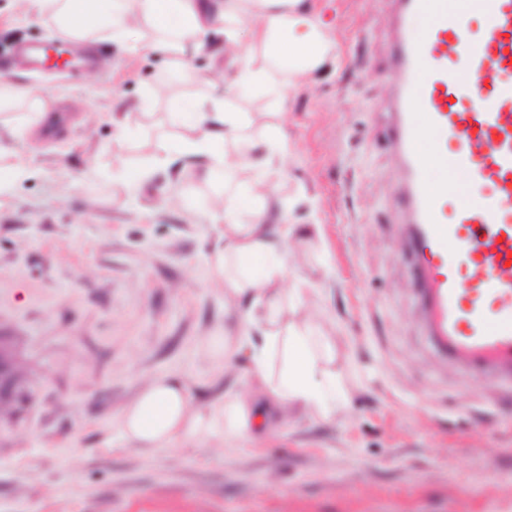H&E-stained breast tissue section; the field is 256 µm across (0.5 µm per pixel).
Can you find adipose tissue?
<instances>
[{"label":"adipose tissue","instance_id":"adipose-tissue-1","mask_svg":"<svg viewBox=\"0 0 512 512\" xmlns=\"http://www.w3.org/2000/svg\"><path fill=\"white\" fill-rule=\"evenodd\" d=\"M38 13L53 16L75 40L90 33L120 43L127 52L148 51L167 58L169 68L186 82L198 74L189 65L186 49L229 56L235 68L227 94L246 91L278 104L305 87L334 50L333 35L322 19L316 0H31ZM149 28L155 38L142 43L137 33ZM247 31V45L238 34ZM172 122L182 136L159 143L149 165L137 174L115 173L129 190H137L157 171L175 163L196 169L207 181L241 167L251 177L238 183L215 206L224 220V254L237 266L225 283L224 308L240 316L238 336L211 337L209 351L231 363L245 357L244 377L250 395H231L214 412L198 409L189 387L177 375L152 380L120 414L123 436L141 449L171 448L179 440L213 431L235 440L253 424L266 423L272 407L302 406L313 418L329 420L347 401V390L325 358L333 347L313 322L288 323L279 303L280 286L292 280L284 247L298 239L293 224L267 221L266 202L274 193L281 165L292 149L282 123L266 124L260 156L228 150L247 126L246 112L225 110L222 99H176ZM253 211L251 223L238 221L241 209Z\"/></svg>","mask_w":512,"mask_h":512}]
</instances>
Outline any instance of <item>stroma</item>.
Returning a JSON list of instances; mask_svg holds the SVG:
<instances>
[{"label": "stroma", "instance_id": "stroma-1", "mask_svg": "<svg viewBox=\"0 0 512 512\" xmlns=\"http://www.w3.org/2000/svg\"><path fill=\"white\" fill-rule=\"evenodd\" d=\"M320 4L335 59L278 108L230 104L254 113V137L284 119L294 153L267 206L298 225L305 244L288 260L314 287L288 317L330 336L348 406L322 422L292 405L283 424L230 444L206 434L143 451L122 436L120 413L153 377L181 375L205 413L249 386L242 364L208 354L210 336L238 329L213 266L223 177L183 168L134 194L112 177L181 135L170 99L224 86L169 79L162 57L99 40L93 68L7 73L45 116L74 120L52 142L37 118L21 135L0 127L29 171L0 199V337L15 390L0 400V512H512V381L437 348L408 266L389 137L395 0ZM61 37L0 0V56Z\"/></svg>", "mask_w": 512, "mask_h": 512}]
</instances>
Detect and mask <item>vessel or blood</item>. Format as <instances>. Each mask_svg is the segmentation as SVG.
<instances>
[{
    "instance_id": "1",
    "label": "vessel or blood",
    "mask_w": 512,
    "mask_h": 512,
    "mask_svg": "<svg viewBox=\"0 0 512 512\" xmlns=\"http://www.w3.org/2000/svg\"><path fill=\"white\" fill-rule=\"evenodd\" d=\"M397 0L391 136L410 259L431 336L463 364L512 373V0Z\"/></svg>"
}]
</instances>
